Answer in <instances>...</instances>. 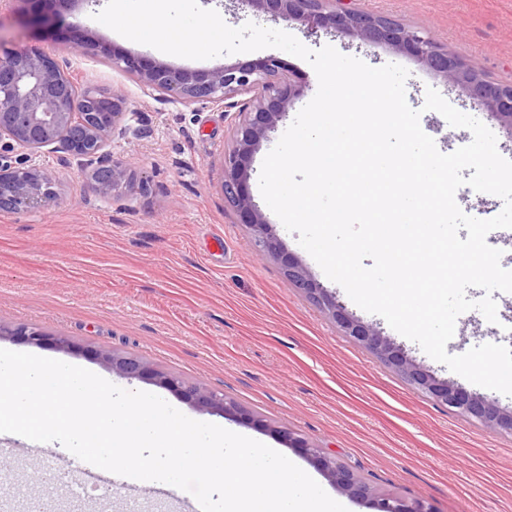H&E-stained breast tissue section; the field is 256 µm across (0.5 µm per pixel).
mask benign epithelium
I'll return each mask as SVG.
<instances>
[{"label":"benign epithelium","instance_id":"7a95c632","mask_svg":"<svg viewBox=\"0 0 512 512\" xmlns=\"http://www.w3.org/2000/svg\"><path fill=\"white\" fill-rule=\"evenodd\" d=\"M256 11L284 21L299 20L311 35L321 30L344 33L372 44H384L421 60L489 114L512 127V84L486 79L458 54L443 47L426 31L397 19L349 7H328L330 0H244ZM64 24L61 12L28 11L27 25L53 31ZM112 66L125 72L148 94L155 91L190 104L205 99L224 109L231 147L223 154L222 189L237 222L251 234L257 252L276 259L288 284L313 299L342 335L359 344L413 389L449 411L482 426L512 434V409L447 379H440L408 356L376 327L366 324L316 283L297 258L285 252L248 191L253 155L266 134L286 114L299 88L284 77L275 57L224 65L212 69L172 68L145 56L112 51ZM251 94L239 101L237 96ZM127 101L117 91L82 87L58 62L39 47L0 49V210L26 212L56 196V182L43 170L12 159L19 147L31 153L61 149L75 157L92 188L105 196L121 197L146 183L135 166L113 155L111 144L126 132ZM28 344L52 345L75 351L65 337L48 336L40 329L20 325L0 337ZM112 372L126 379H144L178 393L208 412L232 416L259 429L270 424L224 396L164 374L140 357L99 352ZM291 447L317 463L333 484L356 499H369L377 512H433L422 499L408 500L376 492L371 485L336 461L307 438L284 432Z\"/></svg>","mask_w":512,"mask_h":512}]
</instances>
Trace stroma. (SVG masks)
I'll return each mask as SVG.
<instances>
[{
	"instance_id": "1",
	"label": "stroma",
	"mask_w": 512,
	"mask_h": 512,
	"mask_svg": "<svg viewBox=\"0 0 512 512\" xmlns=\"http://www.w3.org/2000/svg\"><path fill=\"white\" fill-rule=\"evenodd\" d=\"M218 5L224 22L234 28L252 22L286 31L312 50L328 45L372 67H405L407 102L421 110L420 126L440 152L467 145L472 134L450 126L438 112L423 111L430 87L487 126L500 155L512 160V129L417 58L341 33L312 35L299 21L255 15L243 0ZM352 5L424 29L494 81L512 84V0H353ZM98 11L91 0H80L66 12L65 22L70 30L87 33L92 43L174 68L211 69L270 55L280 59L302 94L254 155L248 188L254 201L262 202V162L316 94L312 67L276 48L208 60L168 55L98 23ZM24 12L20 2L0 13V47L38 46L75 82L121 90L129 131L114 140L112 151L137 167L149 190L103 196L89 186L77 160L47 150L31 154V164L55 178L58 195L27 213L0 211V328L34 326L73 340L79 349L67 353L10 338L0 339V349L85 368L120 388L156 394L191 419L268 442L313 473L347 512L374 509L371 501L338 491L304 454L289 447L285 432L326 448L377 491L425 499L434 512H512V434L458 417L413 390L287 285L276 260L256 252L221 189L220 161L230 146L222 110L206 101L184 104L160 93L144 94L102 55L73 53L64 35L30 30ZM263 214L283 248L349 312L381 327L437 377L452 378V371L383 317L351 301L271 209ZM492 297L497 323L476 310L461 314L448 353L459 355L485 343L512 347V337L497 331L512 326V293L496 291ZM100 350L139 356L157 370L223 394L263 416L270 428L200 410L155 383L122 378L97 358ZM48 448L35 467H64L60 484L39 491L48 506L64 496L65 482H106L113 491L112 512H172L167 499L125 494L123 477L104 479L100 471L80 466L60 443Z\"/></svg>"
}]
</instances>
